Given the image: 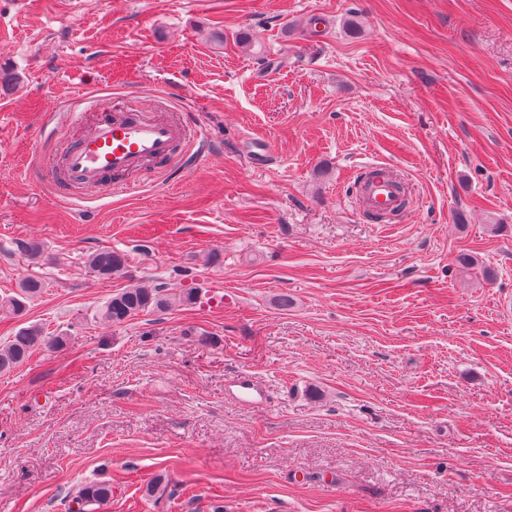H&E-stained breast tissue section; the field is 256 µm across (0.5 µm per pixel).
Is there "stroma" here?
<instances>
[{
  "instance_id": "35a3bbf8",
  "label": "stroma",
  "mask_w": 512,
  "mask_h": 512,
  "mask_svg": "<svg viewBox=\"0 0 512 512\" xmlns=\"http://www.w3.org/2000/svg\"><path fill=\"white\" fill-rule=\"evenodd\" d=\"M112 98L211 156L77 212L49 166ZM378 164L388 224L355 200ZM29 276L0 342L68 344L0 375V512L99 481L94 512H512V0H0V296ZM132 281L196 301L101 324ZM407 189L385 168L371 166L358 183V197L363 209L374 215L390 216L402 208ZM87 264L95 274L108 278L125 274L126 258L116 251L100 250L89 255ZM44 286L36 278H24L18 285V291L0 299V317L19 316L27 306V302L40 294ZM224 394L235 403L250 408H261L268 403L266 387L249 374H237L226 379Z\"/></svg>"
}]
</instances>
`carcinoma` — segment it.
Masks as SVG:
<instances>
[{"label":"carcinoma","instance_id":"1","mask_svg":"<svg viewBox=\"0 0 512 512\" xmlns=\"http://www.w3.org/2000/svg\"><path fill=\"white\" fill-rule=\"evenodd\" d=\"M90 269L100 277L108 278L125 274L126 258L112 250H100L87 259ZM43 283L27 277L18 285V291L0 299V317L19 316L27 302L40 294ZM191 291L168 293L162 287L145 288L127 286L112 295L97 310V318L107 324L118 325L146 311H161L193 303ZM67 337L49 336L43 327L30 325L19 329L8 341L0 344V373H7L23 365L34 351L40 348L58 349L66 345ZM112 500V483L98 482L87 485L74 499L77 512H85V505H102Z\"/></svg>","mask_w":512,"mask_h":512}]
</instances>
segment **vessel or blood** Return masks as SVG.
<instances>
[{"label": "vessel or blood", "instance_id": "b4317fda", "mask_svg": "<svg viewBox=\"0 0 512 512\" xmlns=\"http://www.w3.org/2000/svg\"><path fill=\"white\" fill-rule=\"evenodd\" d=\"M85 125V132L64 151L58 180L67 199L77 206L126 187L128 176L144 166L168 170L179 151L191 150L207 137L184 116L157 119L108 103L96 104ZM406 192L402 180L377 166L368 167L358 183L363 209L379 216L398 212ZM224 393L250 408H261L268 402L265 386L249 374L226 379Z\"/></svg>", "mask_w": 512, "mask_h": 512}]
</instances>
